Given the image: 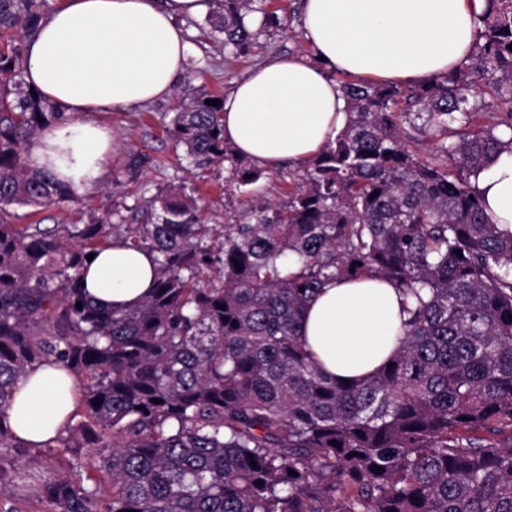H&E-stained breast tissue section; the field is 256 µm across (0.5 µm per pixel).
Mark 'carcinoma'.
<instances>
[{"instance_id": "carcinoma-1", "label": "carcinoma", "mask_w": 512, "mask_h": 512, "mask_svg": "<svg viewBox=\"0 0 512 512\" xmlns=\"http://www.w3.org/2000/svg\"><path fill=\"white\" fill-rule=\"evenodd\" d=\"M256 2L224 0L211 21L224 50L249 51L250 14L274 18ZM490 2L466 69L407 89L340 84L348 121L288 204L241 169L237 224L209 223L174 186L148 200L150 224L109 212L45 227L9 207L80 200L29 155L66 115L31 91L13 36L35 33L43 0H0V449L24 447L7 416L18 379L52 361L79 395L43 447L87 449L28 475L49 512H512V232L471 182L512 135V0ZM487 95L493 129L477 120ZM179 98L190 164L229 159L224 99ZM423 138L429 160L410 149ZM116 240L157 254L152 295L124 310L83 286L87 255ZM363 277L395 285L407 319L397 353L346 383L305 347L302 316L327 283ZM13 486L0 466V512H20L3 500Z\"/></svg>"}]
</instances>
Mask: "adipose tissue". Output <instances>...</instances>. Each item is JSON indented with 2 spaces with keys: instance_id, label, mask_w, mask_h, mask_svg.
<instances>
[{
  "instance_id": "obj_1",
  "label": "adipose tissue",
  "mask_w": 512,
  "mask_h": 512,
  "mask_svg": "<svg viewBox=\"0 0 512 512\" xmlns=\"http://www.w3.org/2000/svg\"><path fill=\"white\" fill-rule=\"evenodd\" d=\"M303 37L316 59L280 58L224 98V139L237 156L274 167L313 161L344 127L348 103L330 71L377 83L425 84L468 63L489 0H301ZM210 0H64L27 44L25 80L65 121L33 138L35 167L79 192L100 185L112 133L89 118L171 97L189 60L181 19ZM494 223L512 230V145L473 178ZM155 256L117 243L98 252L87 294L117 309L151 293ZM303 338L325 371L364 379L399 345L400 299L379 278L334 283L305 310ZM74 378L58 365L17 382L9 423L28 446L57 436L74 408Z\"/></svg>"
}]
</instances>
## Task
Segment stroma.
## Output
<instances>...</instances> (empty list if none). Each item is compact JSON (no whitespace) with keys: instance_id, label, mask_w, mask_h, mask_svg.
I'll list each match as a JSON object with an SVG mask.
<instances>
[{"instance_id":"stroma-1","label":"stroma","mask_w":512,"mask_h":512,"mask_svg":"<svg viewBox=\"0 0 512 512\" xmlns=\"http://www.w3.org/2000/svg\"><path fill=\"white\" fill-rule=\"evenodd\" d=\"M300 0H267V10L280 18L276 27H262L261 14L250 15L258 35L248 55L237 57L212 44L206 18L185 20L190 43L184 80L194 87L226 95L253 67L280 56L312 58L302 35ZM177 97L113 112L91 113V120L112 132V166L102 184L84 191L81 203L60 202L48 207H11L18 224L53 226L112 212L116 224H142L148 219L146 199L161 189L183 184L193 189L213 224H232L245 209L244 198L231 180L234 170L248 169L252 160L235 157L198 169L183 158V149L170 131Z\"/></svg>"}]
</instances>
